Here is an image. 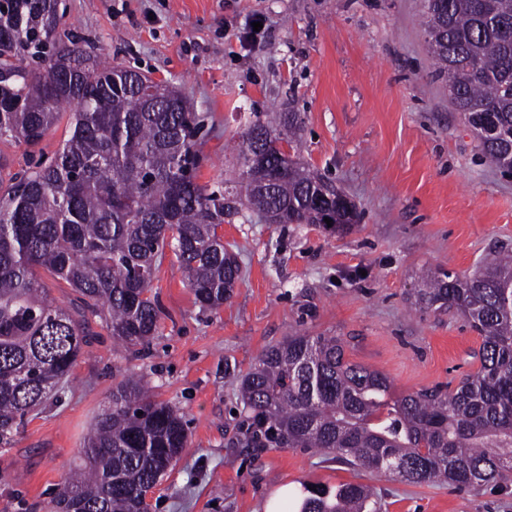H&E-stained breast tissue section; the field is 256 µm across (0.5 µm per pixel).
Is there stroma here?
I'll use <instances>...</instances> for the list:
<instances>
[{
  "mask_svg": "<svg viewBox=\"0 0 512 512\" xmlns=\"http://www.w3.org/2000/svg\"><path fill=\"white\" fill-rule=\"evenodd\" d=\"M68 30L109 64L173 83L206 122L197 181L234 178L233 136L255 112H297L298 153L360 215L325 224L234 218L219 232L242 276L201 310L166 254L152 283L158 333L119 346L90 319L57 405L32 413L0 450V512H50L112 388L145 373L182 415L188 445L148 496L149 512H269L277 490L306 483L375 487L382 512H512V486L411 485L301 448H244L236 377L295 332L335 336L349 360L399 393L459 382L479 366L462 314L422 312L427 272L470 274L512 249V175L482 153L423 33V0H63ZM263 26L249 44L248 20ZM67 121L36 147L0 142L12 170L53 157Z\"/></svg>",
  "mask_w": 512,
  "mask_h": 512,
  "instance_id": "35a3bbf8",
  "label": "stroma"
}]
</instances>
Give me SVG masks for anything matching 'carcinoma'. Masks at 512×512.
Segmentation results:
<instances>
[{"label":"carcinoma","instance_id":"cac0c4a2","mask_svg":"<svg viewBox=\"0 0 512 512\" xmlns=\"http://www.w3.org/2000/svg\"><path fill=\"white\" fill-rule=\"evenodd\" d=\"M60 0H0V141L38 145L63 117L69 136L47 164L9 175L0 193V448L69 380L85 321L104 318L126 346L149 341V295L170 248L201 308L217 310L241 279L218 227L270 209L283 224L353 223L326 182L295 153V112L249 122L236 163L264 164L231 187L195 181L200 121L169 85L91 56L60 32ZM424 33L448 96L500 169L512 170V0H424ZM43 267L75 292L77 320L46 294ZM421 310L460 312L478 333L477 371L453 389L397 394L384 374L345 358L335 336L297 332L237 377L238 430L248 448L314 449L409 484L477 489L512 483V252L472 275H429ZM182 417L154 400L143 375L112 387L84 441V471L60 487L53 512H148L146 495L187 447ZM295 512H381L366 484L304 488Z\"/></svg>","mask_w":512,"mask_h":512}]
</instances>
